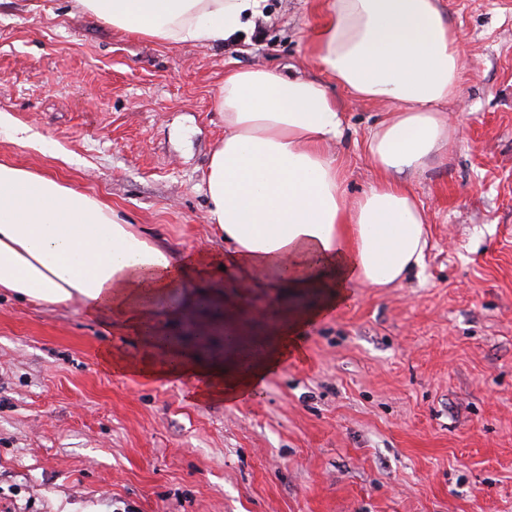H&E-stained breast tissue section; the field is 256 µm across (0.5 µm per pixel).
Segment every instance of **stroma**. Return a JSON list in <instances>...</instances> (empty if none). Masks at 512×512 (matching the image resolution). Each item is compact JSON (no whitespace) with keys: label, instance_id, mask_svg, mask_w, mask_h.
<instances>
[{"label":"stroma","instance_id":"stroma-1","mask_svg":"<svg viewBox=\"0 0 512 512\" xmlns=\"http://www.w3.org/2000/svg\"><path fill=\"white\" fill-rule=\"evenodd\" d=\"M322 2L265 0L257 32L216 45L145 39L72 0H0V160L200 258L152 323L191 357L225 353L192 337L217 299L246 343L285 335L255 391L207 399L214 380L158 376L121 322L1 293L0 512H512V0H442L467 66L447 152L409 178L429 220L422 268L296 327L289 293L222 268L200 183L224 73L321 78L307 45ZM327 89L354 199L377 178L364 142L387 107Z\"/></svg>","mask_w":512,"mask_h":512}]
</instances>
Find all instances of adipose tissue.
<instances>
[{
  "mask_svg": "<svg viewBox=\"0 0 512 512\" xmlns=\"http://www.w3.org/2000/svg\"><path fill=\"white\" fill-rule=\"evenodd\" d=\"M112 26L159 41L234 44L262 0H74ZM441 0H327L309 54L359 100L390 110L365 150L377 181L347 201L329 145L345 134L326 81L266 67L230 70L224 138L203 176L208 220L238 271L275 293L330 309L362 286L386 288L420 267L427 217L406 177L448 148V115L466 61ZM179 281L167 250L107 203L0 161V291L145 328L151 304ZM231 364L207 374L226 395L250 390L278 359L266 343L227 337Z\"/></svg>",
  "mask_w": 512,
  "mask_h": 512,
  "instance_id": "adipose-tissue-1",
  "label": "adipose tissue"
}]
</instances>
